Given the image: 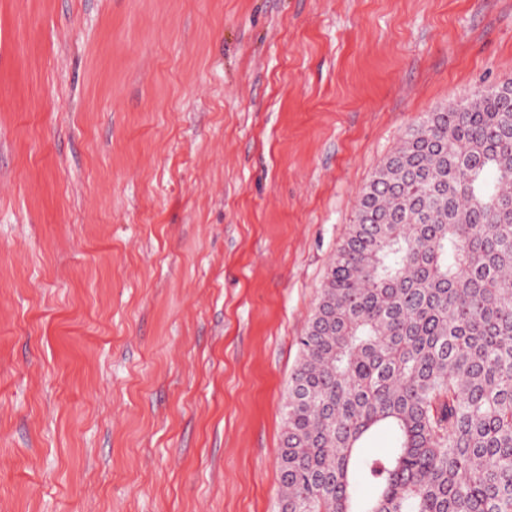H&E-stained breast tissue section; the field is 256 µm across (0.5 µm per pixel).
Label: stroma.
Returning a JSON list of instances; mask_svg holds the SVG:
<instances>
[{"label": "stroma", "instance_id": "35a3bbf8", "mask_svg": "<svg viewBox=\"0 0 512 512\" xmlns=\"http://www.w3.org/2000/svg\"><path fill=\"white\" fill-rule=\"evenodd\" d=\"M512 80V0H0V512H278L359 193Z\"/></svg>", "mask_w": 512, "mask_h": 512}]
</instances>
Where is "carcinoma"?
Segmentation results:
<instances>
[{
  "instance_id": "carcinoma-1",
  "label": "carcinoma",
  "mask_w": 512,
  "mask_h": 512,
  "mask_svg": "<svg viewBox=\"0 0 512 512\" xmlns=\"http://www.w3.org/2000/svg\"><path fill=\"white\" fill-rule=\"evenodd\" d=\"M288 383L278 512H512V104L428 113L362 189ZM393 448L362 452L375 432Z\"/></svg>"
}]
</instances>
